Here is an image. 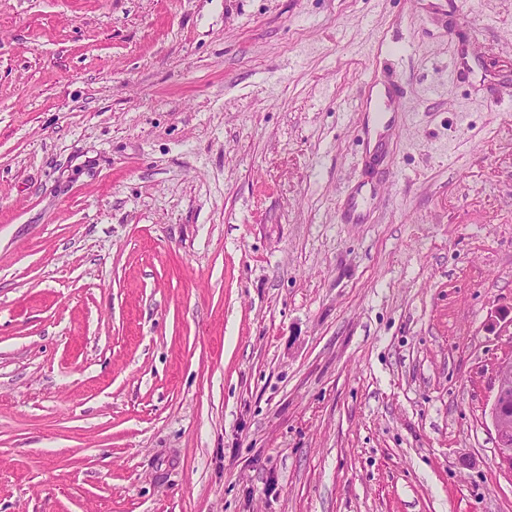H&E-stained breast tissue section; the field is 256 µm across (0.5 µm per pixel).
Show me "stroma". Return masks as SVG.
<instances>
[{
  "label": "stroma",
  "mask_w": 512,
  "mask_h": 512,
  "mask_svg": "<svg viewBox=\"0 0 512 512\" xmlns=\"http://www.w3.org/2000/svg\"><path fill=\"white\" fill-rule=\"evenodd\" d=\"M507 94L512 0H0V512H512ZM384 90L385 101L371 106L373 87L368 92H361L359 95V112H363L362 131L366 136V146L372 142V130L382 131L377 134L375 144L369 151V156L377 155L385 146L384 139L389 135H395L397 129V115L402 112L400 103L403 94L401 84L391 76H386L381 82ZM497 389L488 410V418L495 430L498 457L502 465L512 471V356L497 364Z\"/></svg>",
  "instance_id": "1"
}]
</instances>
